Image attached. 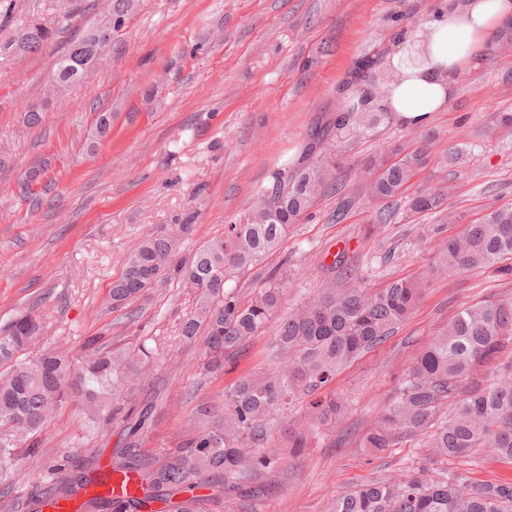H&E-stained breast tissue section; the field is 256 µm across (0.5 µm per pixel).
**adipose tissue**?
I'll return each instance as SVG.
<instances>
[{"instance_id":"obj_1","label":"adipose tissue","mask_w":512,"mask_h":512,"mask_svg":"<svg viewBox=\"0 0 512 512\" xmlns=\"http://www.w3.org/2000/svg\"><path fill=\"white\" fill-rule=\"evenodd\" d=\"M512 23V0H467L409 28L386 63L396 73L383 105L408 128L427 126L450 101L456 79L483 58L489 41Z\"/></svg>"}]
</instances>
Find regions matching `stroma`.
<instances>
[{"instance_id":"obj_1","label":"stroma","mask_w":512,"mask_h":512,"mask_svg":"<svg viewBox=\"0 0 512 512\" xmlns=\"http://www.w3.org/2000/svg\"><path fill=\"white\" fill-rule=\"evenodd\" d=\"M106 0H14L0 39L37 20L76 15L54 38L65 47L78 40ZM439 0H142L112 36L108 65L69 92L65 106L45 102L42 85L53 62L51 49L25 60L0 57V325L32 312L43 330L33 349L56 346L80 357L85 342L99 337L133 347L162 337L167 348L134 396L150 408L141 450L152 462L208 428L202 407L222 411L224 392L243 376L268 371L277 359L270 344L280 322L320 289L339 288L329 272L344 254L359 285L381 288L396 278L420 283L411 317L387 341L341 370L329 386L344 403L336 423L321 424L309 448L287 454L284 424L271 431L282 458L259 481L266 497L237 498L209 512H329L337 495L395 474L429 466L427 449L412 441L374 451L365 436L414 358L461 306L494 295L512 297V279L492 270L439 277L433 267L443 239L491 209L512 204V126L497 113H512V53L489 42L481 63L456 80L444 111L428 127L429 162L411 191L449 188L448 216H411L393 202L392 223L379 224V202L360 179L361 162L388 147H417L413 129L392 122L369 136H348L331 153L337 188L321 197L311 215L296 224L280 250L244 272L236 287L243 300L263 288L268 271L280 270L283 290L271 320L239 354L234 365L208 373L201 340L178 334L194 309L186 289L167 284L115 307L113 280L134 242L165 235L185 213L196 226L180 244L181 256L222 235L256 193L269 186L274 169L297 161L309 132L335 113L338 88L355 60L394 47L398 27L426 21ZM43 107L39 127L24 123L29 106ZM112 115V130L95 135L98 113ZM461 148L456 167L442 158ZM43 167L48 186L39 202L27 198L22 174ZM342 222L332 219L343 201ZM125 424L114 421L94 433L81 410L60 408L40 435L41 460L22 462L0 512H25L27 497L53 482L61 456L77 463L99 451L109 463Z\"/></svg>"}]
</instances>
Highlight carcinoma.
Segmentation results:
<instances>
[{
    "label": "carcinoma",
    "instance_id": "1",
    "mask_svg": "<svg viewBox=\"0 0 512 512\" xmlns=\"http://www.w3.org/2000/svg\"><path fill=\"white\" fill-rule=\"evenodd\" d=\"M140 0H109L96 26L56 56L46 90L58 105L68 90L102 67L110 58L112 39L102 33L114 28L117 14L130 15ZM57 29L38 21L0 42V55L39 53L49 47ZM353 68L364 84L342 96V112L311 129L303 156L292 166L274 170L270 186L254 198L248 211L224 234L203 242L188 258L176 259L181 236L194 227V216L172 225L168 235L146 236L127 253L121 275L112 281V304L121 306L150 290L173 282L193 293L195 310L179 326L186 340L202 338L205 369L233 364L252 336L270 320L280 299L277 271L268 286L248 301L227 287L245 270L274 254L290 229L307 216L314 201L335 187L326 154L349 135L365 136L391 118L381 104L393 71L376 56H360ZM426 157L415 150L397 161L371 158L363 177L371 197L386 201L400 195L424 167ZM445 188H430L407 199V212L437 215L444 210ZM494 267L512 275V205L499 206L464 232L442 243L435 269L450 271ZM346 287L324 288L278 326L273 347L277 366L264 374L241 378L224 392V414L210 428L168 453L160 465L141 453L140 434L149 420L136 407L132 391L116 394L128 382L148 378L154 348L107 347L91 339L88 353L74 359L44 347L27 349L41 331V321L22 314L0 328V488L12 485L13 465L23 456H41L39 436L44 425L67 402L78 405L97 431L120 418L127 423L124 445L109 467L91 453L68 468V458L52 466L63 476L30 495L26 512L71 500L91 486L103 487L113 476L131 482L133 492L96 495L82 502L110 512H136L163 500L173 512H201V505L232 495L243 482L273 467L276 455L265 448L270 428L286 420L295 406L309 400L312 414L333 420L342 410L332 397L318 393L338 372L363 353L384 343L412 314L421 296L409 278L383 288L357 285L345 273ZM512 359V298L483 300L459 309L424 349L393 392L385 411L367 437L370 448H389L397 441H422L434 461L465 460L489 446L512 460V362L483 386L465 390V383L503 354ZM450 412H445V408ZM331 512H512V482L473 484L468 470L421 468L416 472L372 481L336 497Z\"/></svg>",
    "mask_w": 512,
    "mask_h": 512
}]
</instances>
